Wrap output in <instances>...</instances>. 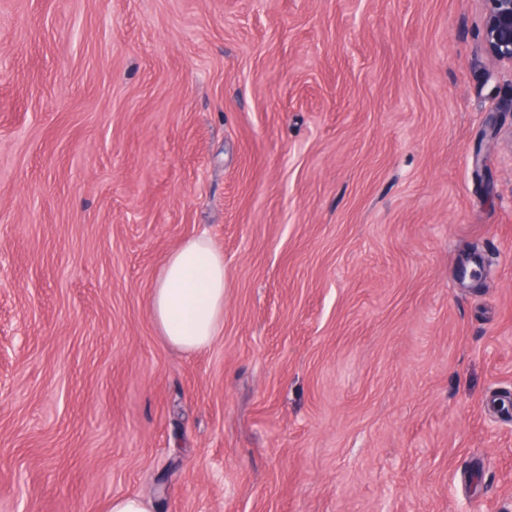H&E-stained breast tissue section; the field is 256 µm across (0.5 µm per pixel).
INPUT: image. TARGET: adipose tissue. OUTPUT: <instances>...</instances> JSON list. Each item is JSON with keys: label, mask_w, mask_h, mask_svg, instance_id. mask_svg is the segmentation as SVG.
<instances>
[{"label": "adipose tissue", "mask_w": 512, "mask_h": 512, "mask_svg": "<svg viewBox=\"0 0 512 512\" xmlns=\"http://www.w3.org/2000/svg\"><path fill=\"white\" fill-rule=\"evenodd\" d=\"M151 316L168 343L192 353L224 328V255L204 236L168 258L150 297Z\"/></svg>", "instance_id": "adipose-tissue-1"}]
</instances>
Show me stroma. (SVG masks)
<instances>
[{
    "instance_id": "obj_1",
    "label": "stroma",
    "mask_w": 512,
    "mask_h": 512,
    "mask_svg": "<svg viewBox=\"0 0 512 512\" xmlns=\"http://www.w3.org/2000/svg\"><path fill=\"white\" fill-rule=\"evenodd\" d=\"M483 18L0 0V512H512V71ZM198 235L224 330L185 353L149 298ZM152 501L142 495H124L112 499L108 512H152Z\"/></svg>"
}]
</instances>
